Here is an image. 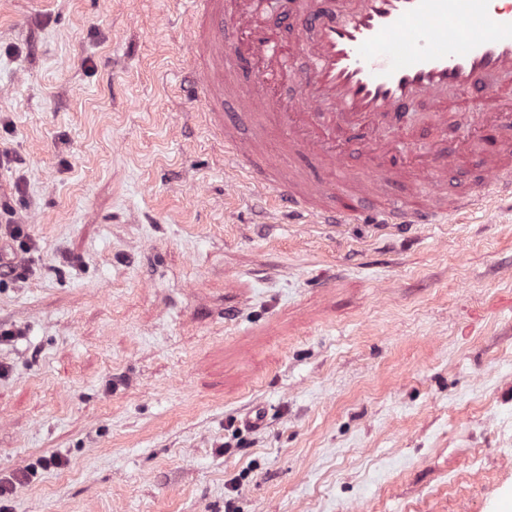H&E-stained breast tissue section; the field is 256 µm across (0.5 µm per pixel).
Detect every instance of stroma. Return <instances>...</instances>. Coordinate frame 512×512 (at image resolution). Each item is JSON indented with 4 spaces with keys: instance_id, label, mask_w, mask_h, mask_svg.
<instances>
[{
    "instance_id": "stroma-1",
    "label": "stroma",
    "mask_w": 512,
    "mask_h": 512,
    "mask_svg": "<svg viewBox=\"0 0 512 512\" xmlns=\"http://www.w3.org/2000/svg\"><path fill=\"white\" fill-rule=\"evenodd\" d=\"M186 2L0 0V197L36 246L0 283L8 512H495L512 208L281 223L195 117Z\"/></svg>"
}]
</instances>
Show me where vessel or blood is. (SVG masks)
Wrapping results in <instances>:
<instances>
[{"label":"vessel or blood","mask_w":512,"mask_h":512,"mask_svg":"<svg viewBox=\"0 0 512 512\" xmlns=\"http://www.w3.org/2000/svg\"><path fill=\"white\" fill-rule=\"evenodd\" d=\"M195 95L224 159L251 177L268 206L292 224H366L407 234L471 210L475 196L512 200V8L491 0H190ZM300 20L305 36L276 34L275 12ZM243 41L255 76L244 84L225 33ZM311 65L298 72L296 55ZM294 81L298 98L278 93ZM478 87L482 109L457 114L462 147L441 145L456 93ZM428 102L438 131L430 146L408 137L405 110ZM501 143L489 150L477 130ZM285 146L289 165L267 150ZM362 173L337 179L347 147ZM479 156L475 186L449 192L447 176Z\"/></svg>","instance_id":"obj_1"}]
</instances>
